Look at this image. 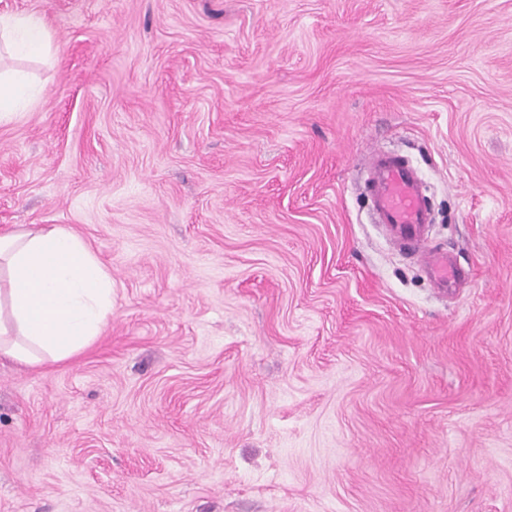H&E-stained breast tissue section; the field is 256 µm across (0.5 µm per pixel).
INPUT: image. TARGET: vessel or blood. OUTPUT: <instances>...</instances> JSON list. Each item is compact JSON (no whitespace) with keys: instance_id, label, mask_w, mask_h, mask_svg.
Wrapping results in <instances>:
<instances>
[{"instance_id":"vessel-or-blood-1","label":"vessel or blood","mask_w":512,"mask_h":512,"mask_svg":"<svg viewBox=\"0 0 512 512\" xmlns=\"http://www.w3.org/2000/svg\"><path fill=\"white\" fill-rule=\"evenodd\" d=\"M365 189L376 223L403 253L422 264L433 286L444 292L456 287L447 253L428 245L432 217L417 167L403 155L376 151L367 165Z\"/></svg>"}]
</instances>
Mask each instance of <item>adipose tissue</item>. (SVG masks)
<instances>
[{
    "instance_id": "adipose-tissue-1",
    "label": "adipose tissue",
    "mask_w": 512,
    "mask_h": 512,
    "mask_svg": "<svg viewBox=\"0 0 512 512\" xmlns=\"http://www.w3.org/2000/svg\"><path fill=\"white\" fill-rule=\"evenodd\" d=\"M0 43L19 55L52 51L36 13L0 14ZM35 89L0 73V123L23 112ZM112 313V279L72 230L23 227L0 234V358L62 363L101 335Z\"/></svg>"
}]
</instances>
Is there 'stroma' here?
I'll return each mask as SVG.
<instances>
[{
  "instance_id": "1",
  "label": "stroma",
  "mask_w": 512,
  "mask_h": 512,
  "mask_svg": "<svg viewBox=\"0 0 512 512\" xmlns=\"http://www.w3.org/2000/svg\"><path fill=\"white\" fill-rule=\"evenodd\" d=\"M54 59L0 124V232L112 275L0 362V512H512V0H0ZM418 165L440 292L371 219Z\"/></svg>"
}]
</instances>
